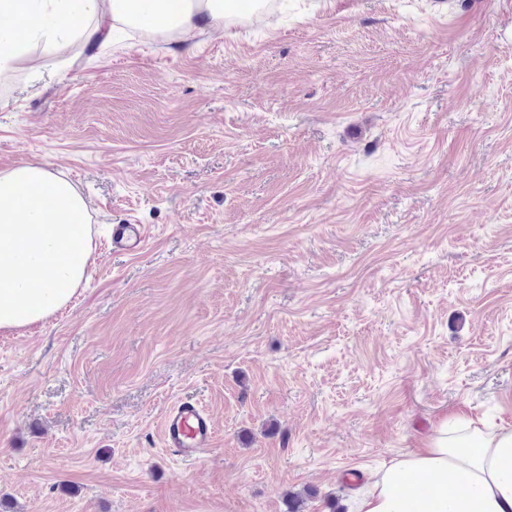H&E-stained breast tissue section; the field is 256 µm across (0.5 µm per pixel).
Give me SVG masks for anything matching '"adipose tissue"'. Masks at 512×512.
Masks as SVG:
<instances>
[{
    "instance_id": "ef3b65f1",
    "label": "adipose tissue",
    "mask_w": 512,
    "mask_h": 512,
    "mask_svg": "<svg viewBox=\"0 0 512 512\" xmlns=\"http://www.w3.org/2000/svg\"><path fill=\"white\" fill-rule=\"evenodd\" d=\"M75 17L69 0H0V70L30 67L69 40L101 35V22L128 23L133 13L158 14L166 0H82ZM177 16V31L224 27L228 0H199ZM92 252L88 206L49 164L27 162L0 170V256L15 260L0 280V330L44 321L67 305L86 275ZM429 496L432 512H512V429L460 418L441 422L427 447L393 459L357 498L356 512H407Z\"/></svg>"
}]
</instances>
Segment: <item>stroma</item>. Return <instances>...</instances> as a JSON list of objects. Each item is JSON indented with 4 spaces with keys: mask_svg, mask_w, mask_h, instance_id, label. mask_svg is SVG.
<instances>
[{
    "mask_svg": "<svg viewBox=\"0 0 512 512\" xmlns=\"http://www.w3.org/2000/svg\"><path fill=\"white\" fill-rule=\"evenodd\" d=\"M31 161L94 252L0 332V512H353L444 419L512 427V0L113 26L0 92V170ZM179 400L217 426L192 463ZM147 229L142 224H116L112 227V248L116 251L141 250L147 239ZM164 446L172 448L182 460L199 459L216 440V426L212 414L190 401H180L164 414L161 423Z\"/></svg>",
    "mask_w": 512,
    "mask_h": 512,
    "instance_id": "1",
    "label": "stroma"
}]
</instances>
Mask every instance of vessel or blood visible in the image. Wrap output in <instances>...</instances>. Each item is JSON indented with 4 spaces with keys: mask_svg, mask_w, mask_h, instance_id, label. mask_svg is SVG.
Instances as JSON below:
<instances>
[{
    "mask_svg": "<svg viewBox=\"0 0 512 512\" xmlns=\"http://www.w3.org/2000/svg\"><path fill=\"white\" fill-rule=\"evenodd\" d=\"M147 239L142 224H116L112 227V247L117 251L141 250ZM161 434L165 447L173 449L182 460H197L216 440V426L212 414L190 401L171 406L164 414Z\"/></svg>",
    "mask_w": 512,
    "mask_h": 512,
    "instance_id": "obj_1",
    "label": "vessel or blood"
}]
</instances>
